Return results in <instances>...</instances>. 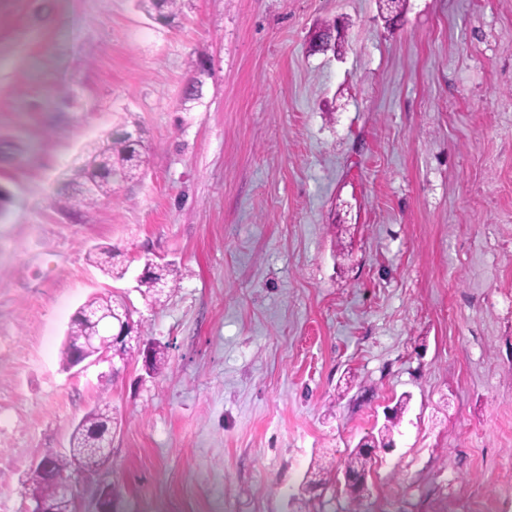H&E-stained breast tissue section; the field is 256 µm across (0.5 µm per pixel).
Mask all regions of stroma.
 I'll return each instance as SVG.
<instances>
[{
  "label": "stroma",
  "mask_w": 512,
  "mask_h": 512,
  "mask_svg": "<svg viewBox=\"0 0 512 512\" xmlns=\"http://www.w3.org/2000/svg\"><path fill=\"white\" fill-rule=\"evenodd\" d=\"M379 5L185 0L167 25L135 0H0V512L102 402L112 448L74 473L77 512L113 484L115 512H512V0ZM331 20L340 50L312 52ZM135 129L141 179L56 205ZM149 260L182 273L153 306ZM94 296L166 346L161 371L63 367ZM401 400L354 503L345 461ZM114 256V250L107 246L95 247L88 252V258L95 266L108 275L121 278L123 276V269L119 270L114 264Z\"/></svg>",
  "instance_id": "stroma-1"
}]
</instances>
